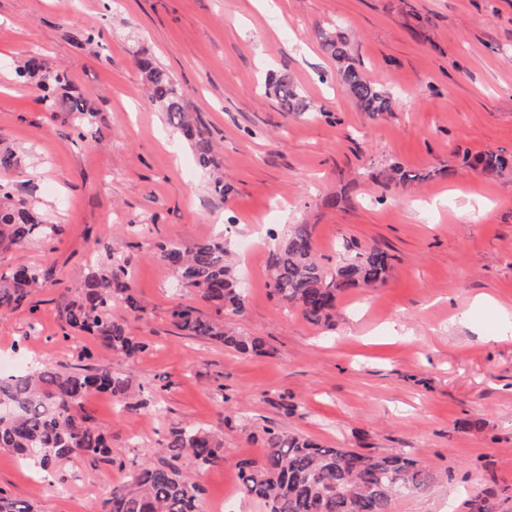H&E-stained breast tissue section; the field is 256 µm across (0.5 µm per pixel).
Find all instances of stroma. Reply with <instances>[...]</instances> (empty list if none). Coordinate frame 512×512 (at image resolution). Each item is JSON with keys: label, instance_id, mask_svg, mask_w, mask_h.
Masks as SVG:
<instances>
[{"label": "stroma", "instance_id": "35a3bbf8", "mask_svg": "<svg viewBox=\"0 0 512 512\" xmlns=\"http://www.w3.org/2000/svg\"><path fill=\"white\" fill-rule=\"evenodd\" d=\"M334 26L392 111H361L337 81L320 45ZM93 28L102 37L86 43ZM36 51L97 109L86 139L46 111L35 83L16 80ZM143 51L205 124L227 197L148 100ZM279 71L310 111L267 94ZM0 144L16 156L0 176L64 227L0 252V275L28 264L55 277L0 313V372L107 365L132 392L123 407L102 393L85 403L112 460H71L60 482L2 449L0 488L36 512H103L130 471L173 458L197 475L200 512H268L243 493L237 464L261 456L271 427L406 454L439 476L394 512H469L485 488L494 512H512V341L500 314L512 310V168L487 176L462 162L466 151L512 152V0H0ZM395 164L422 180H389ZM291 224L314 225L327 267L352 244L387 251L384 284L342 294L328 327L282 306L268 260ZM219 236L246 299L228 321L262 337L263 353L181 335L171 321L177 305L212 311L156 260L157 243ZM123 261L146 309L112 308L146 345L130 360L65 321L68 289L89 266ZM189 424L223 439V464L201 470L188 451L171 454L167 438Z\"/></svg>", "mask_w": 512, "mask_h": 512}]
</instances>
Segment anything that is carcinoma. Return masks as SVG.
<instances>
[{
	"label": "carcinoma",
	"mask_w": 512,
	"mask_h": 512,
	"mask_svg": "<svg viewBox=\"0 0 512 512\" xmlns=\"http://www.w3.org/2000/svg\"><path fill=\"white\" fill-rule=\"evenodd\" d=\"M322 47L336 61L340 82L362 111H392L389 93L379 90L351 62L343 32L323 34ZM137 66L150 100L165 113L168 124L197 147L198 165L217 167L202 124L187 112L171 74L145 52L137 58ZM16 76L24 83L37 81L46 111L66 113L77 137L84 138L91 131L96 110L74 89L67 73L49 66L40 53H31ZM270 89L284 111H308L301 89L289 74L272 76ZM462 161L493 175L506 169L512 158L502 151L474 157L465 152ZM61 233V225L41 217L26 201L15 200L12 185L0 182L1 250L34 238L51 240ZM156 257L215 311V316L203 318L191 308L173 307L171 318L178 330L242 354L263 351L261 337L242 336L224 326L220 318L226 312L241 316L246 305L227 265L224 241H166L157 245ZM390 261L386 251L371 247L327 268L316 256L314 225L292 224L272 250L269 288L277 302L325 326L332 322L338 296L384 283ZM50 281V270L25 264L0 275V311L23 306L37 288ZM70 293L65 307L69 327L90 334L113 356L131 359L145 351L146 345L129 335L126 323L112 318V306L118 301L138 317L145 313L132 293L124 265L89 273ZM129 390L128 380L105 365L66 372L43 363L33 371L0 376V448L48 474L76 456L109 458L112 444L87 413L85 401L94 392H107L113 401L124 404ZM265 434L263 457L239 462L238 478L244 493L264 501L269 512H393L400 494L419 492L436 482L434 473L410 457L327 448L273 428L265 429ZM167 447L189 450L200 466L224 462L223 439L200 427L173 431ZM201 494L200 484L176 465L144 464L112 489L104 512H199ZM490 496L489 490L473 494L469 512H491ZM0 512L35 510L32 503L0 489Z\"/></svg>",
	"instance_id": "carcinoma-1"
}]
</instances>
